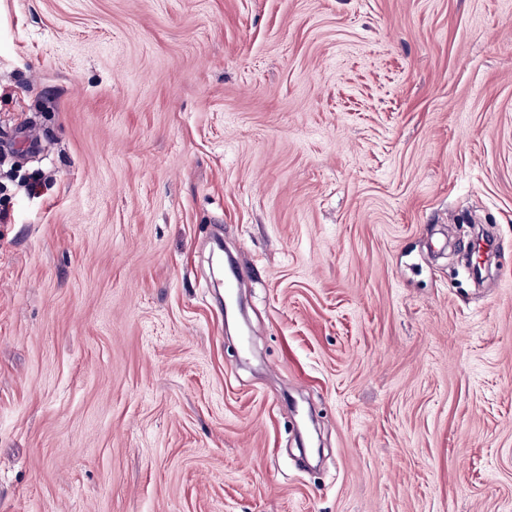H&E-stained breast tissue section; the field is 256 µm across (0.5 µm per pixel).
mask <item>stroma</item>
<instances>
[{
  "instance_id": "stroma-1",
  "label": "stroma",
  "mask_w": 512,
  "mask_h": 512,
  "mask_svg": "<svg viewBox=\"0 0 512 512\" xmlns=\"http://www.w3.org/2000/svg\"><path fill=\"white\" fill-rule=\"evenodd\" d=\"M0 212V512H512V0H0Z\"/></svg>"
}]
</instances>
